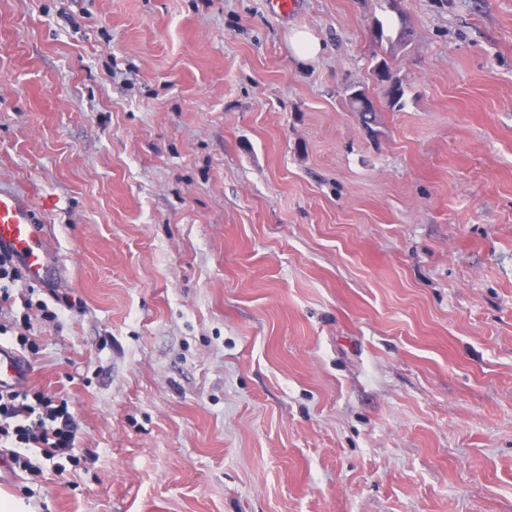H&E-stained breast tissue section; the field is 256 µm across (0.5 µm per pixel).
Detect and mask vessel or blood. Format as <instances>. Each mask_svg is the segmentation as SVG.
I'll list each match as a JSON object with an SVG mask.
<instances>
[{
	"label": "vessel or blood",
	"instance_id": "1",
	"mask_svg": "<svg viewBox=\"0 0 512 512\" xmlns=\"http://www.w3.org/2000/svg\"><path fill=\"white\" fill-rule=\"evenodd\" d=\"M0 250L13 254L31 282L42 283L50 278L46 234L40 218L34 207L8 190H0ZM30 376L29 363L0 341V391L21 390Z\"/></svg>",
	"mask_w": 512,
	"mask_h": 512
}]
</instances>
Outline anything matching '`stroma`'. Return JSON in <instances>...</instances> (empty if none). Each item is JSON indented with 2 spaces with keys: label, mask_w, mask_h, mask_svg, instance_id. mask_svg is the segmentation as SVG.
<instances>
[{
  "label": "stroma",
  "mask_w": 512,
  "mask_h": 512,
  "mask_svg": "<svg viewBox=\"0 0 512 512\" xmlns=\"http://www.w3.org/2000/svg\"><path fill=\"white\" fill-rule=\"evenodd\" d=\"M0 188L59 268L17 294L72 304L27 388L87 458L0 500L512 512V0H0ZM289 39L297 55L303 59L316 58L322 48L319 40L308 30L295 31ZM371 63V76L376 84L384 88L389 105L401 107L405 89L400 79L394 75L392 67L384 58H372Z\"/></svg>",
  "instance_id": "35a3bbf8"
}]
</instances>
